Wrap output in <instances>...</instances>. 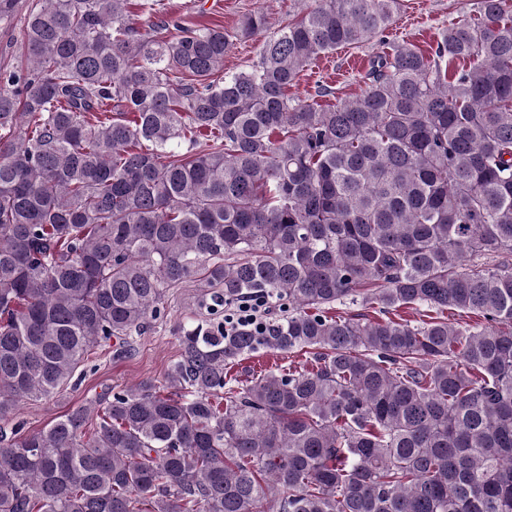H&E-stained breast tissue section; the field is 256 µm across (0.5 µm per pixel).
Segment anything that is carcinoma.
<instances>
[{"mask_svg":"<svg viewBox=\"0 0 512 512\" xmlns=\"http://www.w3.org/2000/svg\"><path fill=\"white\" fill-rule=\"evenodd\" d=\"M300 2L247 16L263 46L225 76L224 27L158 0L29 11L0 71V512H512V10L393 44L324 108L299 73L400 0ZM188 281L212 319L164 382L11 424ZM252 297L288 315L224 335ZM268 349L310 360L230 375Z\"/></svg>","mask_w":512,"mask_h":512,"instance_id":"cac0c4a2","label":"carcinoma"}]
</instances>
